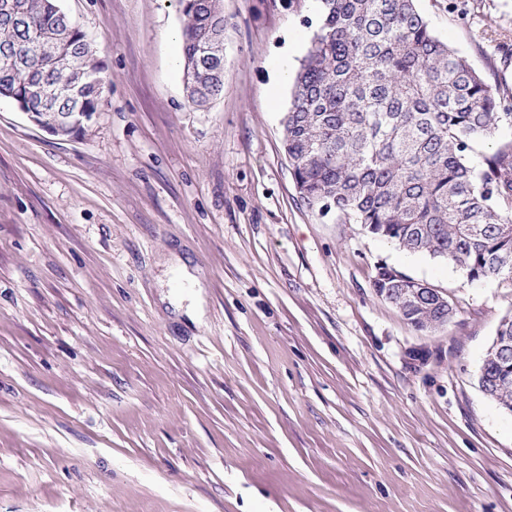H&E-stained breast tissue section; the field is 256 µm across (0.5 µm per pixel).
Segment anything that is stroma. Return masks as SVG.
<instances>
[{
	"mask_svg": "<svg viewBox=\"0 0 512 512\" xmlns=\"http://www.w3.org/2000/svg\"><path fill=\"white\" fill-rule=\"evenodd\" d=\"M61 6L106 92L69 140L0 98V512H512V413L478 384L512 278L295 188L283 119L319 0H224L205 109L178 0ZM416 6L512 85V0ZM382 265L453 322L416 330L376 294Z\"/></svg>",
	"mask_w": 512,
	"mask_h": 512,
	"instance_id": "stroma-1",
	"label": "stroma"
}]
</instances>
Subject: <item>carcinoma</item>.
I'll return each mask as SVG.
<instances>
[{"label": "carcinoma", "mask_w": 512, "mask_h": 512, "mask_svg": "<svg viewBox=\"0 0 512 512\" xmlns=\"http://www.w3.org/2000/svg\"><path fill=\"white\" fill-rule=\"evenodd\" d=\"M296 73L283 142L301 200L471 280L512 277V138L473 162L478 142L512 126V87L491 82L438 39L416 0H321ZM187 97L206 107L224 62L202 48L224 36L222 0H179ZM97 53L59 0H0V98L21 101L66 139L100 112ZM79 126L68 127L70 117ZM403 317L419 331L440 310ZM479 387L512 408V380Z\"/></svg>", "instance_id": "obj_1"}]
</instances>
